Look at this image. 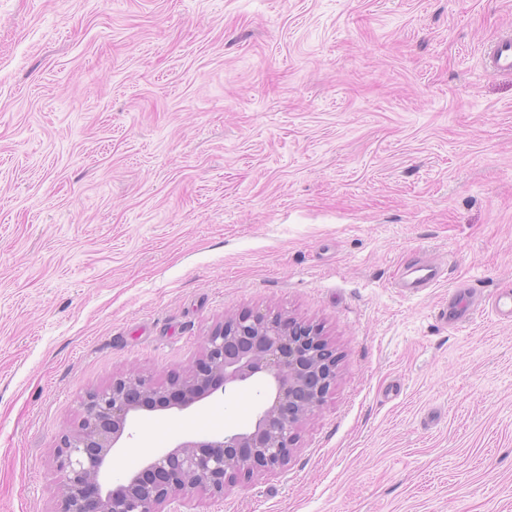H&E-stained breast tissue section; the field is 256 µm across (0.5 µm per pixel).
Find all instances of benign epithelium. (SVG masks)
I'll return each mask as SVG.
<instances>
[{
  "label": "benign epithelium",
  "mask_w": 512,
  "mask_h": 512,
  "mask_svg": "<svg viewBox=\"0 0 512 512\" xmlns=\"http://www.w3.org/2000/svg\"><path fill=\"white\" fill-rule=\"evenodd\" d=\"M336 366V349L317 325L261 311L224 318L168 384L130 370L86 394L80 420L56 449L58 512H181L197 494L219 500L227 487L283 468L301 427L333 392ZM255 381L265 391L248 426L153 452L142 469L105 487L114 448L132 437L136 419L182 412Z\"/></svg>",
  "instance_id": "obj_1"
}]
</instances>
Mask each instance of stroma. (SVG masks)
<instances>
[{"instance_id": "stroma-1", "label": "stroma", "mask_w": 512, "mask_h": 512, "mask_svg": "<svg viewBox=\"0 0 512 512\" xmlns=\"http://www.w3.org/2000/svg\"><path fill=\"white\" fill-rule=\"evenodd\" d=\"M512 0H0V512H57L90 390L182 373L225 316L339 357L287 465L191 512H512ZM442 271L396 283L409 258ZM258 388L114 452L251 422ZM488 67L496 73L512 72V35L495 39L485 51ZM433 263L417 260L408 263L406 268V280L397 282V288H407L412 292H418L423 288L432 287L437 281V271ZM464 294L467 295V300L453 299L448 302V306L439 309L438 316L443 323L455 326L471 320L475 309V301L469 293Z\"/></svg>"}]
</instances>
